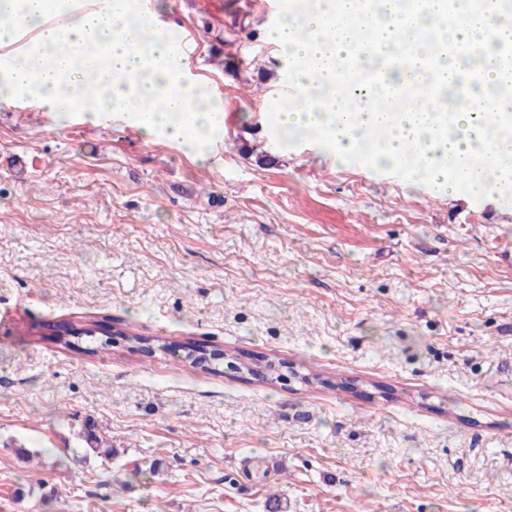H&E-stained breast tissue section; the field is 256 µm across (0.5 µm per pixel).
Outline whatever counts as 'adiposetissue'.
<instances>
[{"label": "adipose tissue", "mask_w": 512, "mask_h": 512, "mask_svg": "<svg viewBox=\"0 0 512 512\" xmlns=\"http://www.w3.org/2000/svg\"><path fill=\"white\" fill-rule=\"evenodd\" d=\"M323 7L302 14H286L275 29L281 54L304 58L306 66L294 79L304 102L276 112L280 131H315L336 153L352 151L370 132L383 133L373 158L381 165L415 159L416 175L454 194H495L512 197V133H491L480 125L473 103L482 102L488 113L512 109V99L486 95V88L512 81V76L491 69L485 88L464 98L456 111L437 119L434 113L410 106L382 112L381 89L357 84L346 96L320 100L313 88L337 86V61L361 35L369 33L381 48H399L420 31L445 22L455 46L485 43L483 19L498 16L496 34L512 36V17L499 16L498 0H475L455 19L445 17V0H429L426 12L397 13L394 0H375L372 12L359 0H323ZM11 51L8 68L0 69V96L25 94L73 105L95 122L108 112L121 114L147 136H160L190 151L203 152L211 136L224 124L215 97L199 99L198 84L171 57V41L148 19L129 22L126 0H95L93 9L82 0H0V48ZM95 74L97 91L87 95L88 74ZM455 64L428 66L416 58L391 82L405 96L418 99L424 78L448 88L461 77Z\"/></svg>", "instance_id": "ef3b65f1"}]
</instances>
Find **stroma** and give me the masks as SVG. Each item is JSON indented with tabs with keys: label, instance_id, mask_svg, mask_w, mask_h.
I'll return each instance as SVG.
<instances>
[{
	"label": "stroma",
	"instance_id": "stroma-1",
	"mask_svg": "<svg viewBox=\"0 0 512 512\" xmlns=\"http://www.w3.org/2000/svg\"><path fill=\"white\" fill-rule=\"evenodd\" d=\"M149 2L221 101L206 159L0 100V512H512V203L282 141L264 0ZM229 356L232 358V360L230 361L234 362L237 365V367L234 369L237 370L238 372H246L249 375H255L259 372H262L261 366H264V369L266 371L264 376L268 382L274 383L275 380H277L279 377V367L276 365L274 366L272 362H268L266 365H262L261 363L244 360L238 355Z\"/></svg>",
	"mask_w": 512,
	"mask_h": 512
}]
</instances>
